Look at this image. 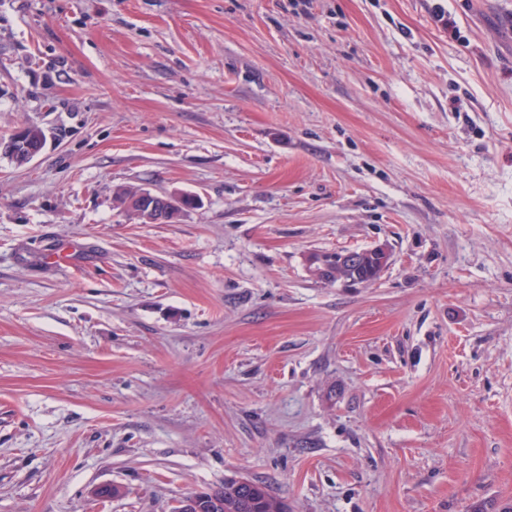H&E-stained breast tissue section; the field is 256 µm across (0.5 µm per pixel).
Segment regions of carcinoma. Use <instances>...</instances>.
Returning <instances> with one entry per match:
<instances>
[{"label":"carcinoma","mask_w":512,"mask_h":512,"mask_svg":"<svg viewBox=\"0 0 512 512\" xmlns=\"http://www.w3.org/2000/svg\"><path fill=\"white\" fill-rule=\"evenodd\" d=\"M46 140L44 131L36 126L26 127L23 143L17 145L12 153L4 152L16 165L27 163L25 147H38ZM195 507L192 512H286V503L271 494L262 484L254 482L250 485H240L237 480L227 478L224 486L209 492L193 495Z\"/></svg>","instance_id":"obj_1"}]
</instances>
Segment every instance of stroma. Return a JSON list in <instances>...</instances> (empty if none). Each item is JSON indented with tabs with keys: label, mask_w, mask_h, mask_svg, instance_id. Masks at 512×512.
I'll return each instance as SVG.
<instances>
[{
	"label": "stroma",
	"mask_w": 512,
	"mask_h": 512,
	"mask_svg": "<svg viewBox=\"0 0 512 512\" xmlns=\"http://www.w3.org/2000/svg\"><path fill=\"white\" fill-rule=\"evenodd\" d=\"M0 512L512 503V0H0ZM126 187L191 194L143 224ZM391 253L322 283L320 251ZM116 487L109 498L94 494ZM391 260V254L385 245H376L371 248L359 251L357 254L353 252L336 253L331 258L332 262L336 264V274L330 275L333 282H345L350 285L366 284L367 282L362 281H374L371 278L369 269L364 266L371 264L375 269H380V274L384 272ZM363 265L353 269H349L352 266ZM349 269V270H346ZM344 276L354 277L355 275L361 280H354L352 278H346L344 276L339 277L337 272L343 271ZM239 485L234 478H227L224 486L209 492H200L195 498L192 512H286V503L269 492L258 482Z\"/></svg>",
	"instance_id": "stroma-1"
}]
</instances>
